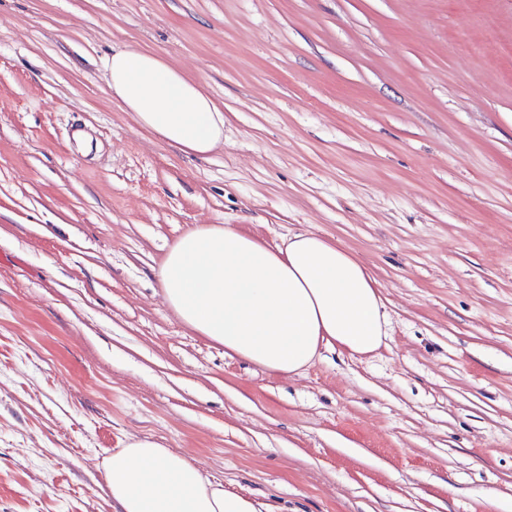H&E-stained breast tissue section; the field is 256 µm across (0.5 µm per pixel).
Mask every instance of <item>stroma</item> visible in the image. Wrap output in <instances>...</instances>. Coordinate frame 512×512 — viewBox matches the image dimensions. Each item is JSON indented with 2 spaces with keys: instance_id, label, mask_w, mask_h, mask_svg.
<instances>
[{
  "instance_id": "stroma-1",
  "label": "stroma",
  "mask_w": 512,
  "mask_h": 512,
  "mask_svg": "<svg viewBox=\"0 0 512 512\" xmlns=\"http://www.w3.org/2000/svg\"><path fill=\"white\" fill-rule=\"evenodd\" d=\"M116 49L223 146L141 127ZM199 224L341 244L383 346L283 376L184 326ZM133 438L275 512H512V0H0V512H117ZM109 87L138 123L169 144L206 155L224 142V113L193 81L162 59L118 50L104 61Z\"/></svg>"
}]
</instances>
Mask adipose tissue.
<instances>
[{
	"mask_svg": "<svg viewBox=\"0 0 512 512\" xmlns=\"http://www.w3.org/2000/svg\"><path fill=\"white\" fill-rule=\"evenodd\" d=\"M104 67L114 96L169 144L205 155L223 141V112L162 59L118 50ZM161 279L182 324L274 373L299 372L325 347L367 355L387 336L376 280L314 233L272 248L236 227L202 224L168 248ZM104 469L119 512H271L148 439L113 452Z\"/></svg>",
	"mask_w": 512,
	"mask_h": 512,
	"instance_id": "obj_1",
	"label": "adipose tissue"
}]
</instances>
